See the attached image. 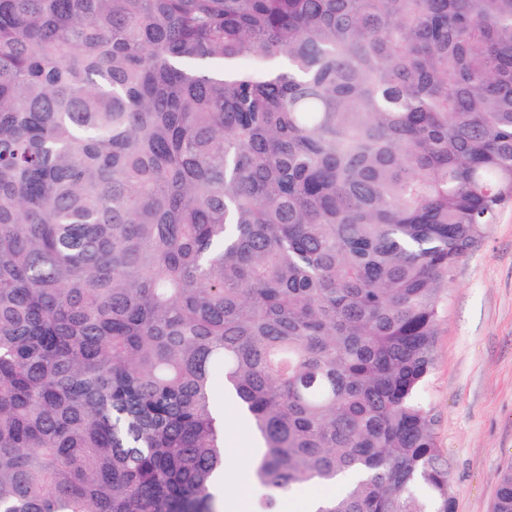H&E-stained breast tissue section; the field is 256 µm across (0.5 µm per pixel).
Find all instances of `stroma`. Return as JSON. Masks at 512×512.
Here are the masks:
<instances>
[{"instance_id": "1", "label": "stroma", "mask_w": 512, "mask_h": 512, "mask_svg": "<svg viewBox=\"0 0 512 512\" xmlns=\"http://www.w3.org/2000/svg\"><path fill=\"white\" fill-rule=\"evenodd\" d=\"M423 395L451 512H494L499 476L512 465V207L452 273ZM224 423V497L254 512L251 472L237 458L252 437L232 406Z\"/></svg>"}]
</instances>
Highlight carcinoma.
Returning a JSON list of instances; mask_svg holds the SVG:
<instances>
[{
	"instance_id": "carcinoma-1",
	"label": "carcinoma",
	"mask_w": 512,
	"mask_h": 512,
	"mask_svg": "<svg viewBox=\"0 0 512 512\" xmlns=\"http://www.w3.org/2000/svg\"><path fill=\"white\" fill-rule=\"evenodd\" d=\"M512 205V0H0V512H448L422 389ZM495 512H512V467ZM226 461L224 465V501L242 499L241 512H254L252 480L247 463L237 459L240 448L255 446L249 430L242 426L240 416L231 405L224 407Z\"/></svg>"
}]
</instances>
